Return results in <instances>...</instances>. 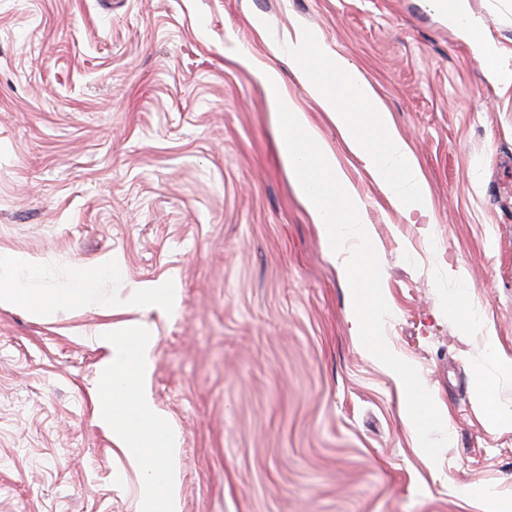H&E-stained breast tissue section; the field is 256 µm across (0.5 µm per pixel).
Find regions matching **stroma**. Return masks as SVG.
<instances>
[{
	"label": "stroma",
	"instance_id": "35a3bbf8",
	"mask_svg": "<svg viewBox=\"0 0 512 512\" xmlns=\"http://www.w3.org/2000/svg\"><path fill=\"white\" fill-rule=\"evenodd\" d=\"M512 72V0H469ZM304 33L374 88L429 206L381 191L294 71ZM271 67L359 196L391 312L449 442L439 462L364 351L352 293L278 152ZM512 83L427 0H0V254L84 302L0 305V512H134L96 335L153 328L181 512H496L512 503ZM111 262L112 271L100 266ZM149 283L171 311L128 299ZM473 319L462 331L451 312ZM505 413L475 395L473 370ZM177 292L171 285H148L141 288L136 298L130 302L132 309L172 310L176 307ZM474 378L477 399L493 417L500 416L502 414V408L498 401L493 383L484 376L482 370L478 367L475 369Z\"/></svg>",
	"mask_w": 512,
	"mask_h": 512
}]
</instances>
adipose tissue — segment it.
I'll return each mask as SVG.
<instances>
[{
  "mask_svg": "<svg viewBox=\"0 0 512 512\" xmlns=\"http://www.w3.org/2000/svg\"><path fill=\"white\" fill-rule=\"evenodd\" d=\"M449 27L478 48L484 34L469 12L468 0H430ZM290 55L295 72L320 100L324 112L374 175L382 191L408 211L427 208L424 177L409 149L380 108L372 87L345 59L318 49L305 35H297ZM31 257L0 254V304L8 303L37 315L79 304L90 283L79 277L74 288L48 291L18 277L34 269ZM98 342L108 351L100 365L103 418L121 451L139 465L143 494L135 512H180L172 459L176 435L165 429L145 388L152 374L154 338L140 320L104 325Z\"/></svg>",
  "mask_w": 512,
  "mask_h": 512,
  "instance_id": "obj_1",
  "label": "adipose tissue"
}]
</instances>
